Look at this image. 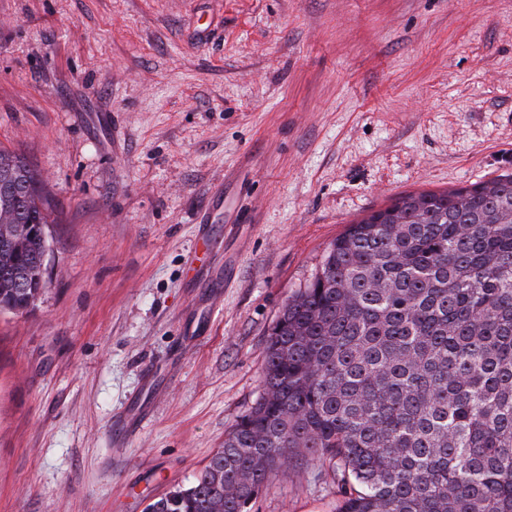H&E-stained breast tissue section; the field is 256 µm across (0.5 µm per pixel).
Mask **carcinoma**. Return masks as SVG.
<instances>
[{
	"instance_id": "cac0c4a2",
	"label": "carcinoma",
	"mask_w": 512,
	"mask_h": 512,
	"mask_svg": "<svg viewBox=\"0 0 512 512\" xmlns=\"http://www.w3.org/2000/svg\"><path fill=\"white\" fill-rule=\"evenodd\" d=\"M34 165L0 149V217L49 224ZM48 240H0V313L33 307ZM263 394L188 487L145 512H250L294 449L340 476L336 512H512V173L400 196L352 224L282 310Z\"/></svg>"
}]
</instances>
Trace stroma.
I'll return each instance as SVG.
<instances>
[{"label": "stroma", "instance_id": "1", "mask_svg": "<svg viewBox=\"0 0 512 512\" xmlns=\"http://www.w3.org/2000/svg\"><path fill=\"white\" fill-rule=\"evenodd\" d=\"M0 146L58 204L0 313V512H144L348 224L512 173V0H0ZM342 497L300 448L252 512Z\"/></svg>", "mask_w": 512, "mask_h": 512}]
</instances>
